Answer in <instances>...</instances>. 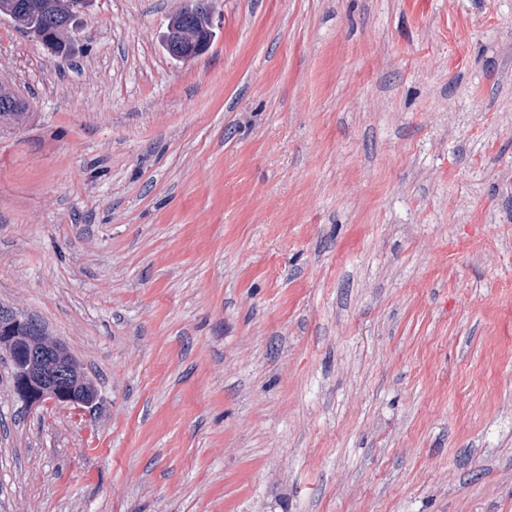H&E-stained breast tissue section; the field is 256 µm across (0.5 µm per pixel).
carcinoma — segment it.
<instances>
[{
	"label": "carcinoma",
	"mask_w": 512,
	"mask_h": 512,
	"mask_svg": "<svg viewBox=\"0 0 512 512\" xmlns=\"http://www.w3.org/2000/svg\"><path fill=\"white\" fill-rule=\"evenodd\" d=\"M86 0H57V7L46 8V0H0V12L19 29L58 52H68L62 38L72 27V19ZM26 110V103L12 91L0 86V119Z\"/></svg>",
	"instance_id": "obj_1"
}]
</instances>
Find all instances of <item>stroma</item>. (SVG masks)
I'll return each instance as SVG.
<instances>
[{
	"label": "stroma",
	"instance_id": "35a3bbf8",
	"mask_svg": "<svg viewBox=\"0 0 512 512\" xmlns=\"http://www.w3.org/2000/svg\"><path fill=\"white\" fill-rule=\"evenodd\" d=\"M94 0L0 20V304L98 389L0 512H512V0ZM87 0H57V7L46 8V0H0V13L6 11L8 18L19 29L37 38L55 52L68 56L67 43H63L72 19ZM65 54L56 55L66 59ZM185 5L181 10L175 14L171 19L167 27V32L164 35L163 45L167 52L172 57L179 61L190 60L204 53L212 44L215 33L213 30V13H214V0H206L203 2V9L207 12L208 23L203 33L195 34L196 26L200 20L205 18L196 19L192 17L191 21L185 22V29L189 30L190 33L195 34L192 39H187V33L177 23L178 20L183 18H189L193 14V10L198 6L197 1L185 0ZM173 51L170 52L169 47ZM26 103L17 97L12 91L4 86H0V121L5 117H12L17 112L21 113L15 116L13 121L1 122V124H8L14 127H19L26 122L27 112Z\"/></svg>",
	"mask_w": 512,
	"mask_h": 512
}]
</instances>
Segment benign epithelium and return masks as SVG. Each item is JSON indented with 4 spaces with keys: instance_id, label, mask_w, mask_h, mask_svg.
I'll use <instances>...</instances> for the list:
<instances>
[{
    "instance_id": "1",
    "label": "benign epithelium",
    "mask_w": 512,
    "mask_h": 512,
    "mask_svg": "<svg viewBox=\"0 0 512 512\" xmlns=\"http://www.w3.org/2000/svg\"><path fill=\"white\" fill-rule=\"evenodd\" d=\"M198 6L196 0H185L164 35V48L172 49V57L190 60L204 53L212 44L214 0H204L208 23L203 33L187 38L179 26L180 18H188ZM0 351L13 364L14 398L29 408L48 404H80L87 409L96 405L97 390L86 383H70L72 358L68 347L53 338L30 316L0 305Z\"/></svg>"
}]
</instances>
